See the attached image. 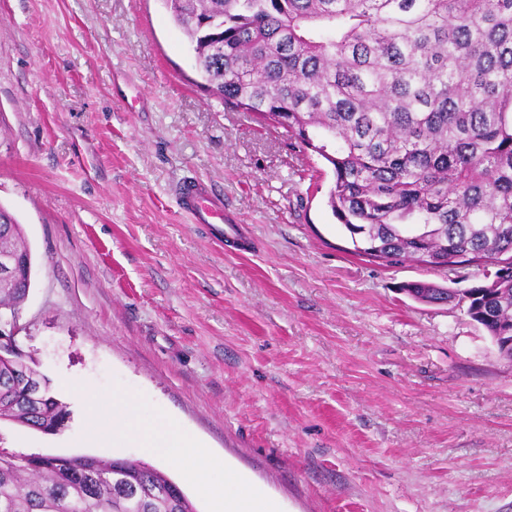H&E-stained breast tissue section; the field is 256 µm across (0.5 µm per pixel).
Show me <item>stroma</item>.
Wrapping results in <instances>:
<instances>
[{
  "label": "stroma",
  "mask_w": 512,
  "mask_h": 512,
  "mask_svg": "<svg viewBox=\"0 0 512 512\" xmlns=\"http://www.w3.org/2000/svg\"><path fill=\"white\" fill-rule=\"evenodd\" d=\"M196 78L162 0H0V207L32 253L17 341L70 412L0 445L142 459L87 437L131 400L275 512H512V360L465 304L402 290L482 270L353 254L325 162ZM189 178L249 251L193 223Z\"/></svg>",
  "instance_id": "35a3bbf8"
}]
</instances>
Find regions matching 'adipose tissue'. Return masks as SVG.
I'll use <instances>...</instances> for the list:
<instances>
[{"label":"adipose tissue","instance_id":"ef3b65f1","mask_svg":"<svg viewBox=\"0 0 512 512\" xmlns=\"http://www.w3.org/2000/svg\"><path fill=\"white\" fill-rule=\"evenodd\" d=\"M93 437L110 442L133 443L150 457H162L179 463L194 460L195 468L186 472L200 492L211 500L213 512H272L269 502L260 494L240 488L238 478L225 473L222 482L205 478L199 468L208 455L194 437L187 435L175 422L147 421L141 418L132 402H123L111 422L92 430Z\"/></svg>","mask_w":512,"mask_h":512}]
</instances>
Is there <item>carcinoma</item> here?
<instances>
[{
  "mask_svg": "<svg viewBox=\"0 0 512 512\" xmlns=\"http://www.w3.org/2000/svg\"><path fill=\"white\" fill-rule=\"evenodd\" d=\"M198 85L284 130L331 167L328 206L353 253L494 279L423 299L467 305L503 349L512 336V0H166ZM31 259L0 208V254ZM29 279L0 282L19 309ZM69 412L26 355L0 357V423L59 434ZM0 512H197L141 460L0 448Z\"/></svg>",
  "mask_w": 512,
  "mask_h": 512,
  "instance_id": "obj_1",
  "label": "carcinoma"
}]
</instances>
